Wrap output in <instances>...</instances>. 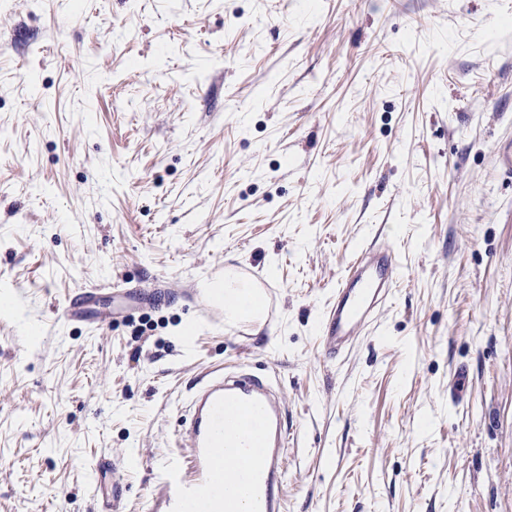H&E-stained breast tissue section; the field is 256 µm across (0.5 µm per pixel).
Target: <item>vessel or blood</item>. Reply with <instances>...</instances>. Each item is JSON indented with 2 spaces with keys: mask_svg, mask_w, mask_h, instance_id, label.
<instances>
[{
  "mask_svg": "<svg viewBox=\"0 0 512 512\" xmlns=\"http://www.w3.org/2000/svg\"><path fill=\"white\" fill-rule=\"evenodd\" d=\"M393 250L369 243L358 249L321 329L327 354L348 351L373 325L395 284ZM97 289L77 288L65 307L69 318H87ZM184 434L192 452L191 473L175 481L154 512H188V504L213 494L223 482L244 485L249 512H283L280 493L288 442L284 401L263 377L240 370L205 380L187 408ZM127 466L116 454L93 464V492L100 512H114Z\"/></svg>",
  "mask_w": 512,
  "mask_h": 512,
  "instance_id": "1",
  "label": "vessel or blood"
}]
</instances>
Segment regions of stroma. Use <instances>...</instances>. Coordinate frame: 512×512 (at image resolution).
<instances>
[{"instance_id": "stroma-1", "label": "stroma", "mask_w": 512, "mask_h": 512, "mask_svg": "<svg viewBox=\"0 0 512 512\" xmlns=\"http://www.w3.org/2000/svg\"><path fill=\"white\" fill-rule=\"evenodd\" d=\"M510 140L512 0H0V512H96L106 452L146 512L241 368L285 397V512H512ZM366 235L400 279L329 359ZM229 268L262 318L204 294ZM101 288L78 287L65 307L69 318L87 319L89 310Z\"/></svg>"}]
</instances>
